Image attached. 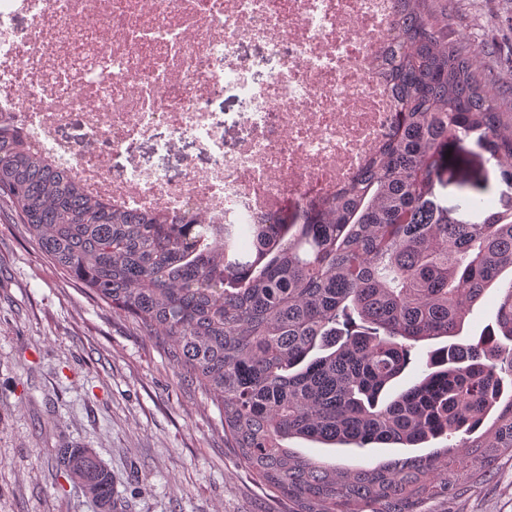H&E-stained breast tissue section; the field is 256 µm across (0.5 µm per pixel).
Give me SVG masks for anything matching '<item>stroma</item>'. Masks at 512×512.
<instances>
[{"instance_id": "stroma-1", "label": "stroma", "mask_w": 512, "mask_h": 512, "mask_svg": "<svg viewBox=\"0 0 512 512\" xmlns=\"http://www.w3.org/2000/svg\"><path fill=\"white\" fill-rule=\"evenodd\" d=\"M449 40L492 46L491 87L512 112V0H448ZM167 128L134 142L148 170L180 179L205 165L190 140L163 150ZM512 286L504 272L468 314L461 339L482 343ZM223 417L180 376L154 338L97 301L19 230L0 204V512H103L56 463L59 448L93 449L112 473L121 512H284L224 442ZM288 447L343 469L368 468L405 448ZM419 512H512V460L452 499Z\"/></svg>"}]
</instances>
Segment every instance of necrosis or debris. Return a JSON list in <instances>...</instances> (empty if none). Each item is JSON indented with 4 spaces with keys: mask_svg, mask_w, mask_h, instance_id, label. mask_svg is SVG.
Instances as JSON below:
<instances>
[{
    "mask_svg": "<svg viewBox=\"0 0 512 512\" xmlns=\"http://www.w3.org/2000/svg\"><path fill=\"white\" fill-rule=\"evenodd\" d=\"M391 26V0H0V124L114 207L254 224L335 191L388 133ZM228 92L230 153L210 109ZM75 115L79 150L58 134ZM161 126L208 166L174 182L126 158ZM239 105L231 93H226L224 97L215 99L211 104L212 112H221L224 116V149L233 152L239 141V130L236 124Z\"/></svg>",
    "mask_w": 512,
    "mask_h": 512,
    "instance_id": "obj_1",
    "label": "necrosis or debris"
}]
</instances>
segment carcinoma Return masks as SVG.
Returning <instances> with one entry per match:
<instances>
[{
    "label": "carcinoma",
    "mask_w": 512,
    "mask_h": 512,
    "mask_svg": "<svg viewBox=\"0 0 512 512\" xmlns=\"http://www.w3.org/2000/svg\"><path fill=\"white\" fill-rule=\"evenodd\" d=\"M376 74L396 122L359 172L293 218L239 229L201 213L133 214L87 195L0 126V199L47 258L152 336L213 398L240 465L288 512H412L512 458V400L483 441L339 470L288 448H412L478 429L512 379V349L450 342L388 395L416 343L461 335L472 306L512 270V191L454 207L435 187L470 139L512 188V113L480 77L482 46L448 41V0H394ZM498 327L512 338V285ZM61 472L112 508V473L90 448Z\"/></svg>",
    "instance_id": "obj_1"
}]
</instances>
